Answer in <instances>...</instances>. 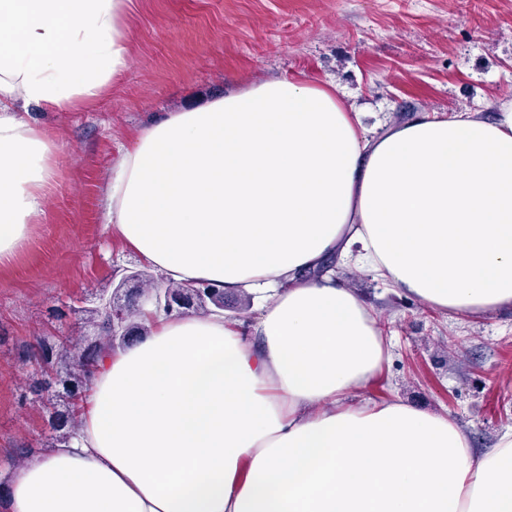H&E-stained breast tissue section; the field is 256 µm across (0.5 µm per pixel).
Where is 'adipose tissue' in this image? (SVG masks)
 Listing matches in <instances>:
<instances>
[{
  "mask_svg": "<svg viewBox=\"0 0 512 512\" xmlns=\"http://www.w3.org/2000/svg\"><path fill=\"white\" fill-rule=\"evenodd\" d=\"M129 0H0V262L47 215L55 140L31 108L94 103L129 62ZM106 221L165 277L262 300L147 315L92 374L69 444L7 512H512V431L354 401L386 341L330 254L443 312L512 306V102L362 135L333 84L260 81L170 112L120 154Z\"/></svg>",
  "mask_w": 512,
  "mask_h": 512,
  "instance_id": "1",
  "label": "adipose tissue"
}]
</instances>
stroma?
<instances>
[{
    "label": "stroma",
    "instance_id": "stroma-1",
    "mask_svg": "<svg viewBox=\"0 0 512 512\" xmlns=\"http://www.w3.org/2000/svg\"><path fill=\"white\" fill-rule=\"evenodd\" d=\"M130 62L95 106L35 111L56 138L49 218L0 264V465L46 452L26 345L62 343L77 311L148 263L104 221L119 150L166 113L259 79L335 82L367 137L418 112L452 115L512 100V0H131ZM374 313L388 357L359 400L448 415L476 448L512 430V308L444 313L368 271L333 266Z\"/></svg>",
    "mask_w": 512,
    "mask_h": 512
}]
</instances>
